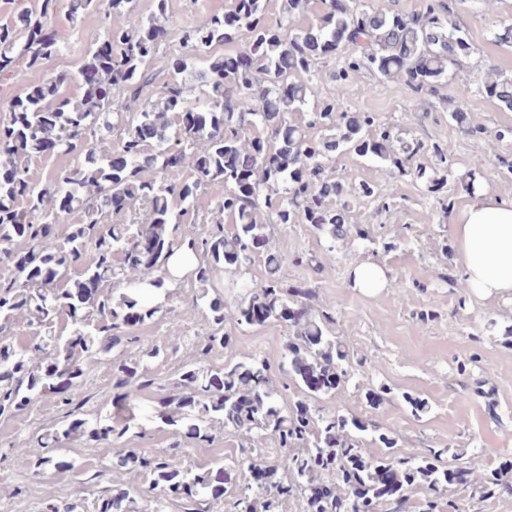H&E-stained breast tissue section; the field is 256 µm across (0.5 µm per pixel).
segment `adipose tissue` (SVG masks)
I'll return each mask as SVG.
<instances>
[{
	"mask_svg": "<svg viewBox=\"0 0 512 512\" xmlns=\"http://www.w3.org/2000/svg\"><path fill=\"white\" fill-rule=\"evenodd\" d=\"M451 231L468 288L486 300L512 299V199L474 193Z\"/></svg>",
	"mask_w": 512,
	"mask_h": 512,
	"instance_id": "obj_1",
	"label": "adipose tissue"
}]
</instances>
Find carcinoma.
Listing matches in <instances>:
<instances>
[{
  "label": "carcinoma",
  "instance_id": "1",
  "mask_svg": "<svg viewBox=\"0 0 512 512\" xmlns=\"http://www.w3.org/2000/svg\"><path fill=\"white\" fill-rule=\"evenodd\" d=\"M59 4L41 0L39 11L22 9L0 25V82L21 67L45 69L65 49L54 27ZM309 6L283 0L292 21ZM68 10L102 15V43L77 72L51 74L11 98L9 119L0 122V264L15 271L0 281V418L36 398L80 400L87 354L114 360L119 410H73L62 429L40 438L46 452L37 467L72 466L59 448L63 438L144 435L158 418L175 436L166 450H129L112 461L149 479L155 512L172 499L183 512H210L229 494L227 512H285L290 501L299 512H470L474 501L512 498L511 459L478 478L449 447L397 456L395 432L321 405L351 382L364 386L367 374L330 334L333 314L311 313L314 289L284 284L287 257L271 239L274 224L310 225L326 249L293 262L314 267L335 261L336 247L352 239L369 242L376 255L394 248L351 223L355 203L377 199L370 184L355 187L336 171V156L351 152L379 161L393 180L417 171L448 217L442 190L455 159L432 146V177L415 165L422 142L397 146L392 126L340 103L366 72L403 81L417 98L437 93L449 67L473 51L443 0H424L410 14L375 9L369 0H320L312 22L293 26L272 20L269 0H233L227 11L182 30L168 55L160 53L172 37L166 0L148 16L137 0H68ZM337 58L334 93L310 100L321 65ZM485 91L512 110V80L490 79ZM115 135L117 149L104 148ZM47 153L78 165L34 182L26 162ZM206 195L219 233L202 237L188 215ZM75 211L80 222L60 237L58 224ZM181 247L197 258L195 300L210 311L203 350H222L225 361L206 370L185 365L154 416L133 405L154 384L147 367L122 355L128 330L160 312L150 289L170 294L161 272ZM258 259L266 275L257 282L245 275ZM219 272L240 287L230 304L215 287ZM22 311L35 332L17 343L14 318ZM271 324L288 328L278 367L295 387L288 397L267 361L234 354L236 333ZM218 427L253 435L242 449L245 462L198 474L184 463L181 439L210 443ZM369 432L385 452L365 451ZM457 486L467 497L448 499ZM140 495L115 488L96 499L95 512H140Z\"/></svg>",
  "mask_w": 512,
  "mask_h": 512
}]
</instances>
